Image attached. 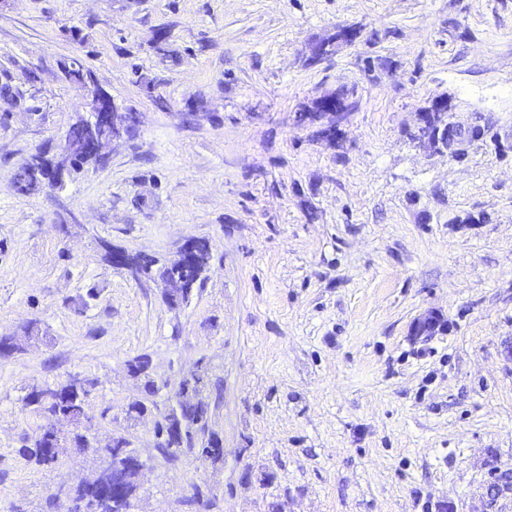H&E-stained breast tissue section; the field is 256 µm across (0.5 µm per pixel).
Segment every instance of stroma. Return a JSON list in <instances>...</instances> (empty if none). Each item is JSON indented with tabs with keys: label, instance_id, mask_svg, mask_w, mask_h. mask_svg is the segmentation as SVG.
I'll use <instances>...</instances> for the list:
<instances>
[{
	"label": "stroma",
	"instance_id": "stroma-1",
	"mask_svg": "<svg viewBox=\"0 0 512 512\" xmlns=\"http://www.w3.org/2000/svg\"><path fill=\"white\" fill-rule=\"evenodd\" d=\"M339 27L357 38L309 63ZM73 58L142 123L19 194L86 110ZM341 85L334 136L298 121ZM1 86L0 336L39 334L0 359V512H67L89 475L19 453L32 386L72 375L95 383L82 432L151 462L139 512H512V0H0ZM438 97L459 151L410 136ZM188 238L211 258L178 309L99 246L165 263ZM200 365L216 467L156 449ZM348 91L349 94L346 92V90H343L342 86L336 88V92H334L336 94H333V100L336 101V108L334 106H328L326 107V112H320L316 101H313L311 105H302L297 111L299 112L297 116L298 121H303V112H317L319 118H316V120H326L328 130L334 131L339 124H342L348 120L350 116L349 113L353 112L356 107L355 102L352 101L348 106V112H346V105L349 102V97H353L355 93L354 88H348ZM45 171L42 167L25 161L16 171L14 177L15 188L22 195H33L40 191L45 181Z\"/></svg>",
	"mask_w": 512,
	"mask_h": 512
}]
</instances>
